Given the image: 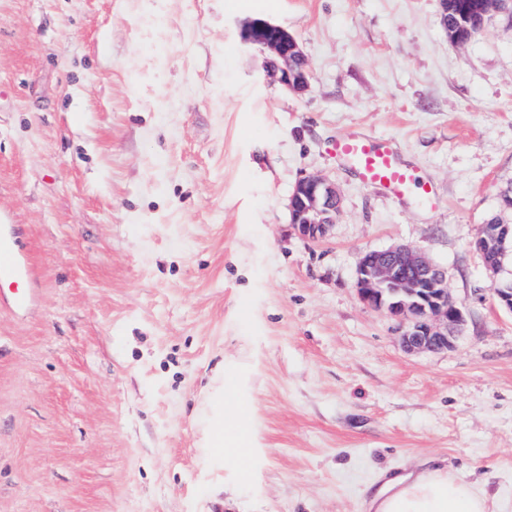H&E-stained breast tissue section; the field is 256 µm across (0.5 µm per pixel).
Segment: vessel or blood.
<instances>
[{
  "mask_svg": "<svg viewBox=\"0 0 512 512\" xmlns=\"http://www.w3.org/2000/svg\"><path fill=\"white\" fill-rule=\"evenodd\" d=\"M333 153L337 163L348 168L360 181L393 198L402 201L417 195L426 203L435 201L432 186L420 180L392 140L375 141L362 134L349 133L336 139ZM31 277L27 257L16 248L11 231L0 226V279L7 278L15 284L9 298L13 307L22 309L29 305Z\"/></svg>",
  "mask_w": 512,
  "mask_h": 512,
  "instance_id": "vessel-or-blood-1",
  "label": "vessel or blood"
}]
</instances>
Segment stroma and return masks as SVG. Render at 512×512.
<instances>
[{
	"label": "stroma",
	"mask_w": 512,
	"mask_h": 512,
	"mask_svg": "<svg viewBox=\"0 0 512 512\" xmlns=\"http://www.w3.org/2000/svg\"><path fill=\"white\" fill-rule=\"evenodd\" d=\"M300 44L285 91L242 37ZM394 139L438 202L331 153ZM340 195L330 235L296 183ZM512 183V18L449 42L440 0H0V224L35 296L0 308V512H367L379 475L447 468L512 512V313L472 243ZM410 246L464 311L411 353L358 297L362 253ZM235 378L247 474L203 446ZM243 38L265 55L267 73L277 77L285 90L302 94L308 89V64L299 43L287 30L265 19L253 18L245 25ZM338 209L336 189L320 177L298 181L288 203L290 223L303 239L314 242L327 236Z\"/></svg>",
	"instance_id": "1"
}]
</instances>
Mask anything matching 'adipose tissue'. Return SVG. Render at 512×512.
Instances as JSON below:
<instances>
[{
	"label": "adipose tissue",
	"instance_id": "obj_1",
	"mask_svg": "<svg viewBox=\"0 0 512 512\" xmlns=\"http://www.w3.org/2000/svg\"><path fill=\"white\" fill-rule=\"evenodd\" d=\"M237 394L236 383L228 381L213 395L206 446L211 457L229 455L243 465L251 448ZM370 507L372 512H489L484 493L440 468L385 478Z\"/></svg>",
	"mask_w": 512,
	"mask_h": 512
}]
</instances>
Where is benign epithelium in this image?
<instances>
[{"mask_svg": "<svg viewBox=\"0 0 512 512\" xmlns=\"http://www.w3.org/2000/svg\"><path fill=\"white\" fill-rule=\"evenodd\" d=\"M510 3L512 0H469L468 6L474 20L483 26L485 17L496 10H508ZM243 38L265 55L267 73L277 77L285 90L302 94L308 89V64L299 43L287 30L253 18L245 25ZM338 209L336 189L320 177L298 181L288 203L290 223L303 239L314 242L327 236ZM509 244L511 224H500L496 229L486 224L473 248L484 265L495 272L501 265H492L490 259L503 257ZM356 290L365 305L399 320L400 341L409 352L448 350L464 322L462 304L448 293L444 269L407 246L364 253L357 266ZM493 299L512 312V282L494 288Z\"/></svg>", "mask_w": 512, "mask_h": 512, "instance_id": "1", "label": "benign epithelium"}]
</instances>
